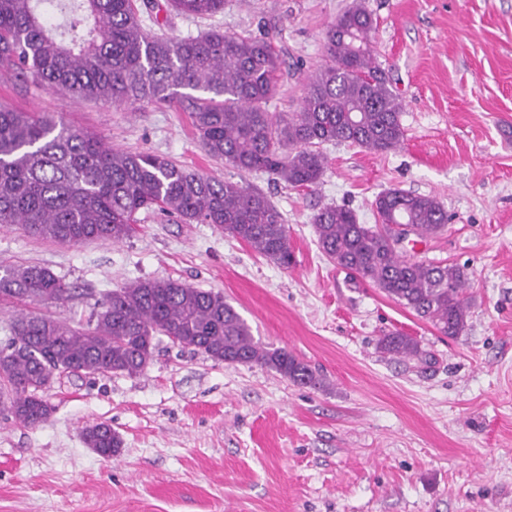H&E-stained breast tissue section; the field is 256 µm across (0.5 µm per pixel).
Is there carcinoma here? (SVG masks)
I'll return each instance as SVG.
<instances>
[{
  "label": "carcinoma",
  "instance_id": "cac0c4a2",
  "mask_svg": "<svg viewBox=\"0 0 512 512\" xmlns=\"http://www.w3.org/2000/svg\"><path fill=\"white\" fill-rule=\"evenodd\" d=\"M164 12L210 18L224 0H166ZM372 12L355 0L327 27L326 61L311 76L299 111L271 112L284 60L269 37L209 29L170 37L147 31L138 0H0V79H33L44 89L102 104L175 106L189 114L208 155L239 171L272 174L310 190L323 177L320 146L351 143L374 153L404 137L402 103L375 65ZM381 224L325 206L312 217L319 247L336 265L374 283L445 336L460 335L469 302L466 269L414 260L395 227L417 236L444 231L448 213L434 196L389 189L376 196ZM158 209L183 224H210L282 268L292 264L288 225L261 191L186 169L163 155L130 152L97 134L37 112L0 106V226L45 241L119 243L137 214ZM46 265L0 268V302L22 305L0 348V414L27 427L48 421L45 396L63 373H143L155 343L174 337L216 362L269 367L315 386L312 369L285 348L270 350L224 296L174 279H140L95 304L87 326L26 309L68 298ZM380 348L419 355L400 333ZM104 459L122 440L99 422L82 430Z\"/></svg>",
  "mask_w": 512,
  "mask_h": 512
}]
</instances>
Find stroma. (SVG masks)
<instances>
[{
    "label": "stroma",
    "mask_w": 512,
    "mask_h": 512,
    "mask_svg": "<svg viewBox=\"0 0 512 512\" xmlns=\"http://www.w3.org/2000/svg\"><path fill=\"white\" fill-rule=\"evenodd\" d=\"M365 2L404 137L384 154L323 145L326 171L310 192L211 158L176 108L134 112L0 80V105L256 188L288 224L287 269L212 225L154 211L119 244L58 245L0 228V266L46 265L70 288L46 315L85 319L126 283L176 279L223 294L257 341L288 349L319 378L296 385L164 338L142 374L61 375L46 423L0 417V512H512V0ZM351 3L226 0L208 19L169 16L165 30L270 33L286 74L269 109L295 112L325 59L329 23ZM389 188L435 196L448 211L447 228L407 253L466 267L470 308L457 337L318 247L320 208L346 205L374 225L373 201ZM395 332L418 342L421 359L379 351ZM98 422L123 441L109 461L82 440Z\"/></svg>",
    "instance_id": "obj_1"
}]
</instances>
